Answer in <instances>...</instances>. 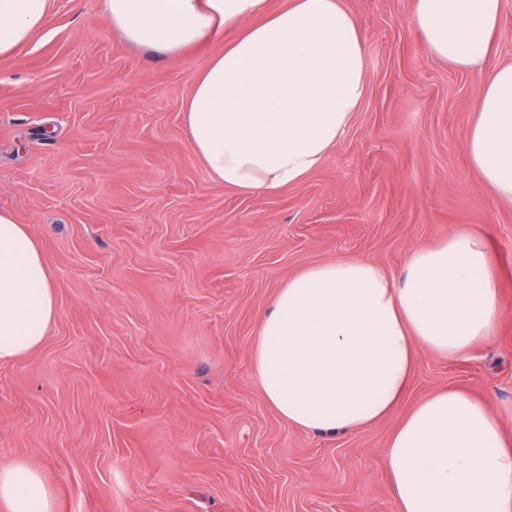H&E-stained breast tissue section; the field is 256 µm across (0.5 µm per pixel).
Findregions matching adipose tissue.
<instances>
[{
  "label": "adipose tissue",
  "mask_w": 512,
  "mask_h": 512,
  "mask_svg": "<svg viewBox=\"0 0 512 512\" xmlns=\"http://www.w3.org/2000/svg\"><path fill=\"white\" fill-rule=\"evenodd\" d=\"M502 0H413L428 51L458 71L485 70L466 135L471 166L512 201V63L488 66ZM131 43L179 52L224 43L194 72L183 124L210 177L244 194L298 185L345 135L369 90L361 29L345 0H104ZM49 0H0V58L45 28ZM56 289L28 225L0 210V364L43 343ZM500 276L485 239L454 230L415 249L401 280L376 263L308 266L277 289L252 345L265 400L289 425L352 431L392 415L384 450L397 512H512V443L488 404L441 388L401 405L417 350L459 360L495 336ZM0 512H56L44 473L0 459Z\"/></svg>",
  "instance_id": "obj_1"
}]
</instances>
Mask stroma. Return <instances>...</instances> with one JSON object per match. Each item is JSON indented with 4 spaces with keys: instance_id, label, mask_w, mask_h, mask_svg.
Returning <instances> with one entry per match:
<instances>
[{
    "instance_id": "stroma-1",
    "label": "stroma",
    "mask_w": 512,
    "mask_h": 512,
    "mask_svg": "<svg viewBox=\"0 0 512 512\" xmlns=\"http://www.w3.org/2000/svg\"><path fill=\"white\" fill-rule=\"evenodd\" d=\"M372 81L303 183L245 195L213 181L181 118L191 75L224 49L128 42L103 0H49L0 58V209L29 225L59 315L0 365V456L52 484L57 512H396L387 419L333 436L282 420L252 371L277 288L341 258L400 277L451 228L482 234L504 315L469 358L419 348L408 403L440 387L486 401L512 440V203L465 148L483 73L425 48L411 0H347Z\"/></svg>"
}]
</instances>
